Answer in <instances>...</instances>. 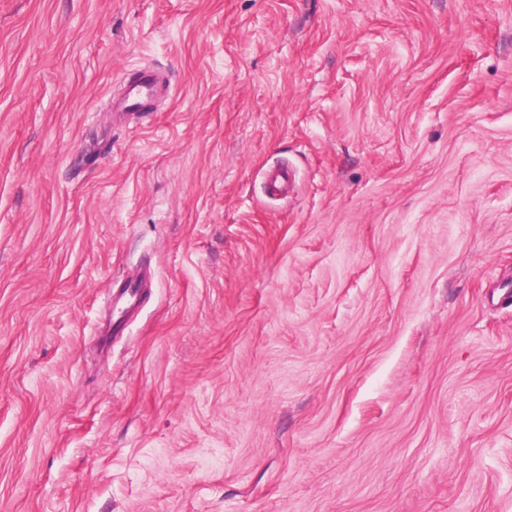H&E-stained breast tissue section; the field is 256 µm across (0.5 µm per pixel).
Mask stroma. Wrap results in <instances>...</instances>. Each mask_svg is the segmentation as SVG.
Returning a JSON list of instances; mask_svg holds the SVG:
<instances>
[{
	"instance_id": "35a3bbf8",
	"label": "stroma",
	"mask_w": 512,
	"mask_h": 512,
	"mask_svg": "<svg viewBox=\"0 0 512 512\" xmlns=\"http://www.w3.org/2000/svg\"><path fill=\"white\" fill-rule=\"evenodd\" d=\"M0 512H512V0H0ZM159 86L158 72L142 69L118 107L125 112H152L153 96ZM150 274L148 269H144L141 276H133L123 280L119 289V298L116 301L115 293L112 292V304L120 303L121 307L126 310L128 317H130L137 309L138 303L141 299L144 284L147 276Z\"/></svg>"
}]
</instances>
